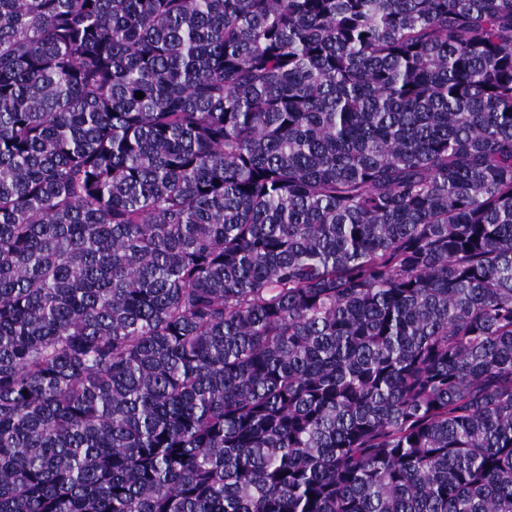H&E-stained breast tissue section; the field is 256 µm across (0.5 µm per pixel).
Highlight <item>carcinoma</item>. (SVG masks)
<instances>
[{
  "mask_svg": "<svg viewBox=\"0 0 512 512\" xmlns=\"http://www.w3.org/2000/svg\"><path fill=\"white\" fill-rule=\"evenodd\" d=\"M0 512H512V0H0Z\"/></svg>",
  "mask_w": 512,
  "mask_h": 512,
  "instance_id": "obj_1",
  "label": "carcinoma"
}]
</instances>
